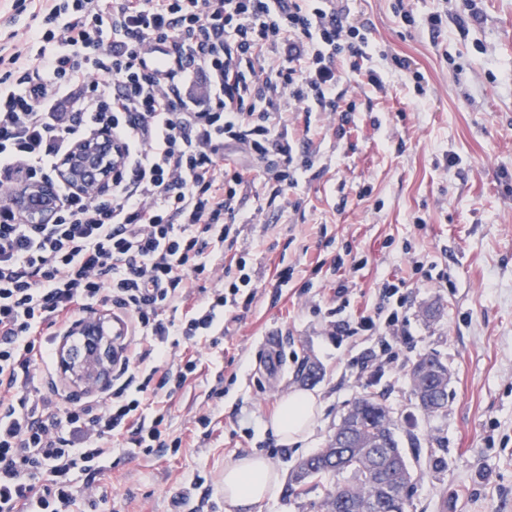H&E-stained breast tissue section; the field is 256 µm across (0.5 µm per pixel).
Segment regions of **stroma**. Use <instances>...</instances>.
I'll list each match as a JSON object with an SVG mask.
<instances>
[{
  "label": "stroma",
  "instance_id": "1",
  "mask_svg": "<svg viewBox=\"0 0 512 512\" xmlns=\"http://www.w3.org/2000/svg\"><path fill=\"white\" fill-rule=\"evenodd\" d=\"M471 1L481 23L459 24ZM399 3L417 17L441 13L440 31L408 25ZM351 8L369 28L371 68L389 75L385 90L338 84L341 104L356 105L341 139L333 134L338 115L292 114L293 127L312 125L314 166L278 198L260 180L249 191L243 212L252 222L238 250L257 295L218 346L202 338L188 345L198 370L161 405L182 448L145 456L115 443L72 512H225L218 486L227 465L257 452L288 478L371 392L406 453L408 512H512V0H353ZM396 56L422 74L423 93L394 75ZM346 254L367 265L341 310L334 261ZM416 261L444 280L416 281ZM288 268L293 275L279 286ZM397 276L411 303L399 360L360 368L355 358L376 349V337L333 335V315L372 310L382 282ZM271 333L285 363L273 385L262 366ZM430 354L448 368V406L426 415L409 373ZM311 364L313 381L301 376ZM294 389L322 401L310 439L297 448L264 428ZM200 412L210 413L208 428L193 424Z\"/></svg>",
  "mask_w": 512,
  "mask_h": 512
}]
</instances>
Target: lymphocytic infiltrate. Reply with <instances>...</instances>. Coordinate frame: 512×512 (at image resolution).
I'll return each instance as SVG.
<instances>
[{"label":"lymphocytic infiltrate","mask_w":512,"mask_h":512,"mask_svg":"<svg viewBox=\"0 0 512 512\" xmlns=\"http://www.w3.org/2000/svg\"><path fill=\"white\" fill-rule=\"evenodd\" d=\"M349 0H44L25 47L0 45V512H69L112 456L178 449L151 396L173 397L197 368L181 340L224 332L256 287L237 246L245 190L257 177L296 186L309 139L288 115L333 108L362 72L368 37ZM124 149L112 192L59 186L51 224L28 223L6 198L49 179L71 143L96 130ZM401 280L349 328L378 337L387 363L409 309ZM111 304L147 348L129 349L112 384L86 401L34 380L58 337Z\"/></svg>","instance_id":"lymphocytic-infiltrate-1"}]
</instances>
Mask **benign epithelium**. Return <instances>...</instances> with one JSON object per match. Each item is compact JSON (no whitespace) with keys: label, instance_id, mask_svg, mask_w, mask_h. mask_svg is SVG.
Instances as JSON below:
<instances>
[{"label":"benign epithelium","instance_id":"7a95c632","mask_svg":"<svg viewBox=\"0 0 512 512\" xmlns=\"http://www.w3.org/2000/svg\"><path fill=\"white\" fill-rule=\"evenodd\" d=\"M122 147L107 132H94L72 143L58 161L53 178L14 187L8 200L33 224L52 221L57 208L56 184L76 193L102 195L112 192V170L122 163ZM58 350L61 369L85 388H102L112 379L114 348L112 320L97 317L81 320L68 331ZM71 336L83 338V349L75 355Z\"/></svg>","mask_w":512,"mask_h":512}]
</instances>
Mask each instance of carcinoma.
Segmentation results:
<instances>
[{
    "mask_svg": "<svg viewBox=\"0 0 512 512\" xmlns=\"http://www.w3.org/2000/svg\"><path fill=\"white\" fill-rule=\"evenodd\" d=\"M435 356L420 358L412 367L410 382L417 407L425 414L447 407V395L429 394L422 387L419 372ZM359 422L346 444L338 448L336 440L303 458L288 478L286 493L299 496L309 493L320 483L330 482L332 488L320 502V512H369L374 501L383 496L376 476L385 471L393 476L407 465L405 452L400 448L396 424L389 410L374 396L358 398L344 414L341 426Z\"/></svg>",
    "mask_w": 512,
    "mask_h": 512,
    "instance_id": "obj_1",
    "label": "carcinoma"
}]
</instances>
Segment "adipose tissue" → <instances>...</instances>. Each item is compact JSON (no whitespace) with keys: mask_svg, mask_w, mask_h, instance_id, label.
<instances>
[{"mask_svg":"<svg viewBox=\"0 0 512 512\" xmlns=\"http://www.w3.org/2000/svg\"><path fill=\"white\" fill-rule=\"evenodd\" d=\"M320 412V400L310 391L296 390L283 397L265 430L278 442L294 446L305 441ZM279 474L269 460L257 453L236 459L224 469L222 490L225 512H251L262 501L274 496Z\"/></svg>","mask_w":512,"mask_h":512,"instance_id":"adipose-tissue-1","label":"adipose tissue"}]
</instances>
